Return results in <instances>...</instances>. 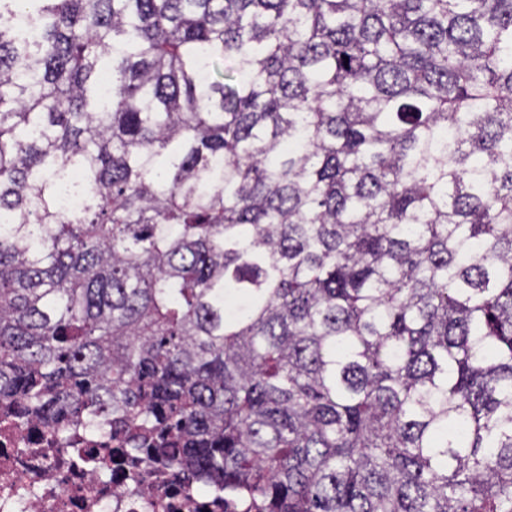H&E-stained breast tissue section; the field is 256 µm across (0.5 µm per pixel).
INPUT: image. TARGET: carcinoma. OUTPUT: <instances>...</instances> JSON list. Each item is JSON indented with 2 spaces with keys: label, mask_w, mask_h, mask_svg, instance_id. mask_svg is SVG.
Returning a JSON list of instances; mask_svg holds the SVG:
<instances>
[{
  "label": "carcinoma",
  "mask_w": 512,
  "mask_h": 512,
  "mask_svg": "<svg viewBox=\"0 0 512 512\" xmlns=\"http://www.w3.org/2000/svg\"><path fill=\"white\" fill-rule=\"evenodd\" d=\"M0 412L512 512V0H0Z\"/></svg>",
  "instance_id": "obj_1"
}]
</instances>
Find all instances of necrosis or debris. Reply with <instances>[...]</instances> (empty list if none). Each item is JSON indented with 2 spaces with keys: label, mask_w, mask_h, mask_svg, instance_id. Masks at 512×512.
<instances>
[{
  "label": "necrosis or debris",
  "mask_w": 512,
  "mask_h": 512,
  "mask_svg": "<svg viewBox=\"0 0 512 512\" xmlns=\"http://www.w3.org/2000/svg\"><path fill=\"white\" fill-rule=\"evenodd\" d=\"M186 477L134 455L119 436L58 447L35 422L0 414V512H223Z\"/></svg>",
  "instance_id": "obj_1"
}]
</instances>
